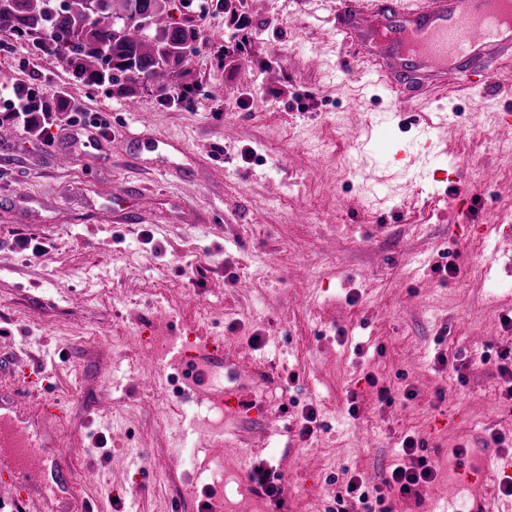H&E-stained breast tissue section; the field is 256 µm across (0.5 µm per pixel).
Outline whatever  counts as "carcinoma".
I'll return each mask as SVG.
<instances>
[{
    "label": "carcinoma",
    "instance_id": "1",
    "mask_svg": "<svg viewBox=\"0 0 512 512\" xmlns=\"http://www.w3.org/2000/svg\"><path fill=\"white\" fill-rule=\"evenodd\" d=\"M37 35L43 53L87 86L126 95L142 80L164 90L184 74L199 35L168 21L167 0H3L0 32ZM32 113L52 112L32 86L17 89Z\"/></svg>",
    "mask_w": 512,
    "mask_h": 512
}]
</instances>
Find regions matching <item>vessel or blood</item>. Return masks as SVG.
<instances>
[{"mask_svg": "<svg viewBox=\"0 0 512 512\" xmlns=\"http://www.w3.org/2000/svg\"><path fill=\"white\" fill-rule=\"evenodd\" d=\"M335 20L362 62L407 102L452 84L488 81L497 67L512 64V0H336ZM183 366L191 372L184 399L204 396L207 372L189 359ZM0 446V483L13 489L0 512H24L29 493L16 455L29 444L1 426Z\"/></svg>", "mask_w": 512, "mask_h": 512, "instance_id": "obj_1", "label": "vessel or blood"}]
</instances>
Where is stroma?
<instances>
[{
	"instance_id": "35a3bbf8",
	"label": "stroma",
	"mask_w": 512,
	"mask_h": 512,
	"mask_svg": "<svg viewBox=\"0 0 512 512\" xmlns=\"http://www.w3.org/2000/svg\"><path fill=\"white\" fill-rule=\"evenodd\" d=\"M169 15L199 33L186 103L143 83L125 97L86 86L36 37L0 33V86L68 107L53 144L19 125L0 138V390L36 441L32 512L49 498L60 512H336L340 496L363 512L345 470L382 485L407 434L435 477L417 499L387 491L386 512H504L497 482L459 473L512 456L495 364L512 354V239L490 227L512 216V164L495 149L512 138V66L418 101L428 128L363 72L330 0H172ZM222 45L234 53L220 60ZM71 111L109 124L98 161ZM445 264L455 276L436 273ZM160 331L189 351L223 340L236 369L223 413L190 402L154 430L182 402L175 379L143 385ZM219 422L218 462L197 432ZM54 454L72 490L55 483ZM260 467L279 474L282 504Z\"/></svg>"
}]
</instances>
